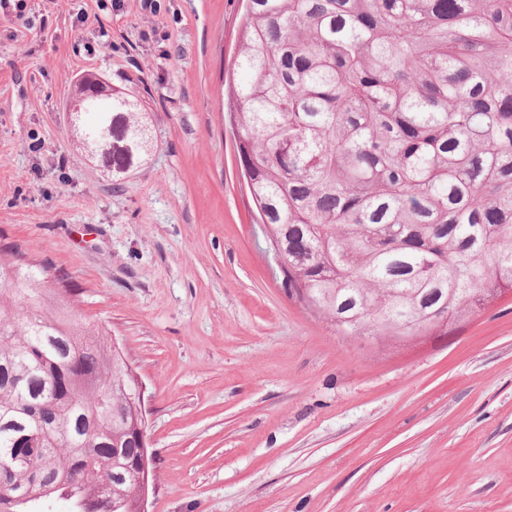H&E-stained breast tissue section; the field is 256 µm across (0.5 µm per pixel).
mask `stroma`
Instances as JSON below:
<instances>
[{
	"mask_svg": "<svg viewBox=\"0 0 512 512\" xmlns=\"http://www.w3.org/2000/svg\"><path fill=\"white\" fill-rule=\"evenodd\" d=\"M31 0L0 14V246L65 279L143 386L148 512H512V290L404 341L291 296L227 113L242 0ZM84 74L141 98L113 185L71 141Z\"/></svg>",
	"mask_w": 512,
	"mask_h": 512,
	"instance_id": "obj_1",
	"label": "stroma"
}]
</instances>
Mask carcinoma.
Returning a JSON list of instances; mask_svg holds the SVG:
<instances>
[{
    "mask_svg": "<svg viewBox=\"0 0 512 512\" xmlns=\"http://www.w3.org/2000/svg\"><path fill=\"white\" fill-rule=\"evenodd\" d=\"M235 147L288 288L417 336L512 289V0H247ZM79 78L72 135L117 173L150 112ZM0 248V512H136V386L105 328ZM24 424L46 434L9 457Z\"/></svg>",
    "mask_w": 512,
    "mask_h": 512,
    "instance_id": "carcinoma-1",
    "label": "carcinoma"
}]
</instances>
